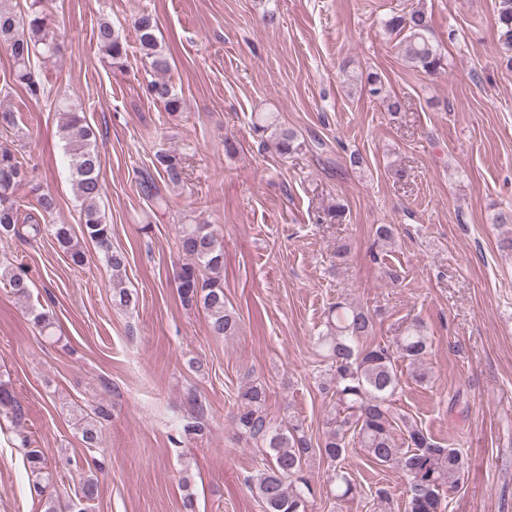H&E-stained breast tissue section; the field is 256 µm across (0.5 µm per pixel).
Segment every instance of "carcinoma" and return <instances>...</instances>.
I'll list each match as a JSON object with an SVG mask.
<instances>
[{
	"mask_svg": "<svg viewBox=\"0 0 512 512\" xmlns=\"http://www.w3.org/2000/svg\"><path fill=\"white\" fill-rule=\"evenodd\" d=\"M497 24L500 59L512 68V0H498ZM383 27L387 33L400 37V51L413 67L435 74L448 66L447 57L432 40L431 18L424 8L413 7L402 14H394L383 21ZM156 29L153 15L141 13L135 17L134 30L145 62L153 71L165 73L170 64L158 48ZM96 40L99 50L111 64L124 66L127 50L112 23L104 21L98 25ZM0 49L13 59L12 81L22 86L28 97L42 98L45 88L31 68L32 57L60 50L48 27L46 0H30L25 13L16 11L9 0H0ZM147 92L169 114L181 111L182 98L169 82L154 80L147 86ZM59 111L65 115L60 134L77 190L81 233L98 247L106 266L112 270L115 301L128 307L136 298L122 286L120 278L127 258L123 252L112 249V225L103 221L98 206L102 190L101 160L93 146V131L85 117L72 111L67 100L59 101ZM253 130L284 158L301 147L297 133L279 124L277 116L271 112L258 118ZM155 166L171 182H180L183 167L176 155L157 153ZM22 185L30 186L42 213H53L55 198L34 183L28 166L18 156L1 149L0 238L21 235V214L12 196ZM50 232L74 265H84L86 254L74 242L70 225L52 224ZM179 250L188 258L176 272L182 304L204 311L211 335H237L239 323L224 301V283L220 277L224 248L211 225H181ZM0 281L15 296L30 297L29 279L21 268L0 263ZM380 316V309L371 310L342 301L333 304L328 311L325 329L316 337L325 375L321 388L330 395L327 430L317 444H312L301 421L276 425L268 418L269 395L264 385L253 381L238 391L234 428L239 436L266 448L262 468L247 478L264 512H309L315 489L305 477L304 467L317 454L330 466L328 484L333 497L340 502L354 497L357 486L342 466L350 447L363 452L368 461L402 473L404 512H445L448 489L464 482L469 463L461 451L442 445L394 408L401 382L399 364H406L408 376L415 383L425 385L431 381L425 361L430 337L423 325L412 321L390 343H370L368 338L373 335ZM109 418L110 412L104 405L82 417L85 447H97L102 422ZM21 445L26 448L27 466L36 483H45L40 488V493L44 494L53 479L48 459L42 450L30 447L24 436ZM97 492V482L86 480L77 502L69 508L72 512H87L86 503L95 499Z\"/></svg>",
	"mask_w": 512,
	"mask_h": 512,
	"instance_id": "cac0c4a2",
	"label": "carcinoma"
}]
</instances>
